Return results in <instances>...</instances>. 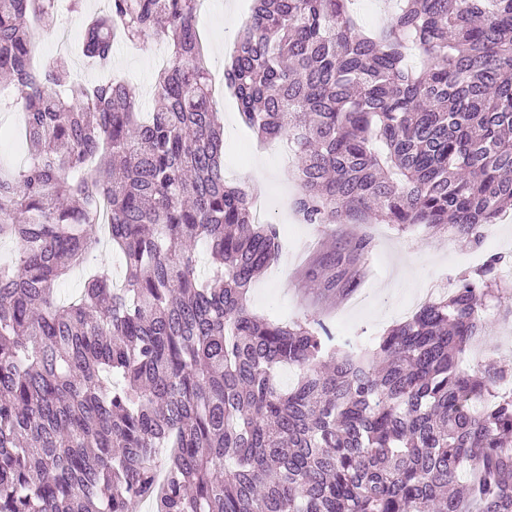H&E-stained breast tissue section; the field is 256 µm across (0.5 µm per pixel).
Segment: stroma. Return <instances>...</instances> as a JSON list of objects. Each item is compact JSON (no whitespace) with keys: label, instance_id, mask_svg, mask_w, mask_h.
Here are the masks:
<instances>
[{"label":"stroma","instance_id":"stroma-1","mask_svg":"<svg viewBox=\"0 0 512 512\" xmlns=\"http://www.w3.org/2000/svg\"><path fill=\"white\" fill-rule=\"evenodd\" d=\"M251 5L252 0H206L201 10L199 31L210 48L209 66L215 81L224 78V66ZM82 14L60 11L56 24L34 45L36 64L67 62L71 83L64 93L69 97L101 78L80 50ZM166 56V44L159 38L139 43L120 40L113 45L112 72L132 87L141 111L152 107L153 84ZM217 106L222 117L231 121L224 136L226 179L252 185L256 166H263L261 193L269 208L267 219L282 228L276 259L249 290L248 307L253 313L283 322L321 319L335 332L345 327L356 336H380L414 314L416 299L448 293L462 275L484 264L489 253L502 255L504 269L512 270V211L490 225L495 239L491 250L444 229L300 223L290 207L298 192L291 156L258 142L240 121L231 95L218 98ZM360 236L368 237L370 248L368 253L356 255L351 243ZM329 251L348 258L354 285L324 288V281L333 273L324 261ZM489 354L512 370V324L496 313L487 317L482 351L472 358V366L482 364Z\"/></svg>","mask_w":512,"mask_h":512}]
</instances>
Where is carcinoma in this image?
<instances>
[{"label": "carcinoma", "mask_w": 512, "mask_h": 512, "mask_svg": "<svg viewBox=\"0 0 512 512\" xmlns=\"http://www.w3.org/2000/svg\"><path fill=\"white\" fill-rule=\"evenodd\" d=\"M349 2L253 0L224 68L242 122L288 145L302 223L479 242L512 208V0H403L375 33ZM200 3L109 0L85 19L104 72L116 36H165L144 118L114 79L65 100L67 69L31 61L55 0H0L27 149L0 165V512H512V373L463 360L498 259L372 347L252 314L280 230L224 178ZM102 225L122 286L91 269L59 302Z\"/></svg>", "instance_id": "1"}]
</instances>
